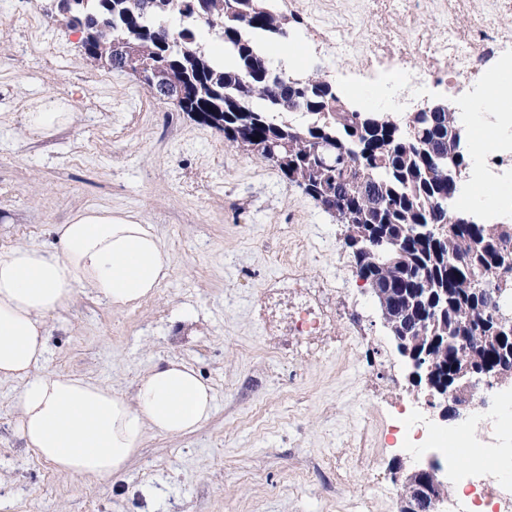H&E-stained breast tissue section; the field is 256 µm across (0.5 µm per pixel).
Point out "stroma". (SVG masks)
<instances>
[{"mask_svg":"<svg viewBox=\"0 0 512 512\" xmlns=\"http://www.w3.org/2000/svg\"><path fill=\"white\" fill-rule=\"evenodd\" d=\"M42 0H0V247L48 246L80 210L129 213L154 230L171 272L139 305L114 308L88 288L47 320L38 371L68 373L131 393L164 361L192 366L212 386L215 410L185 435L149 432L136 457L108 480L59 474L17 432L22 380H0V512H398V461L388 428L405 378L378 306L344 246L345 227L266 162L195 122L132 74L92 65L79 33L42 14L45 51L26 47L25 16ZM290 39L272 67L331 80L362 111H389L382 80L358 57L338 60L320 35L341 24L386 43L479 20L512 30V0H420L416 17L378 0H275ZM448 79L426 77L409 109L445 100L471 112ZM51 108L71 122L33 132L26 115ZM390 112V111H389ZM291 260L296 275L279 280ZM327 313L321 336H300L302 307ZM377 426L375 462L352 453Z\"/></svg>","mask_w":512,"mask_h":512,"instance_id":"obj_1","label":"stroma"}]
</instances>
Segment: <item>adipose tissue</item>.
Instances as JSON below:
<instances>
[{
	"instance_id": "ef3b65f1",
	"label": "adipose tissue",
	"mask_w": 512,
	"mask_h": 512,
	"mask_svg": "<svg viewBox=\"0 0 512 512\" xmlns=\"http://www.w3.org/2000/svg\"><path fill=\"white\" fill-rule=\"evenodd\" d=\"M49 246L0 248V380L20 379L18 430L58 472L106 480L137 453L147 430L196 431L213 413L210 385L185 363L154 365L132 395L81 377L37 374L47 353V315L76 289L111 306L150 296L170 257L152 225L85 209L57 225Z\"/></svg>"
}]
</instances>
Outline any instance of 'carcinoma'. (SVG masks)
<instances>
[{"mask_svg": "<svg viewBox=\"0 0 512 512\" xmlns=\"http://www.w3.org/2000/svg\"><path fill=\"white\" fill-rule=\"evenodd\" d=\"M268 0H86L73 13L87 19L82 30L90 61L112 69L118 53L112 41L125 39L145 48L123 59L146 85L161 73L183 112L206 125L220 113L224 140L273 167L346 226L344 245L369 233L402 240L396 254L353 256L357 274L376 281L393 310L396 335L426 348L440 337L429 360L446 376L453 364L505 358L494 343L492 317L512 309V295L492 286L497 259L512 256V224H450L448 214L466 178L450 162L455 114L405 125L373 112H341L328 81L315 77L303 91L290 75L263 67L259 40H275L279 20ZM180 17L172 31L168 19ZM224 43L232 65L212 56L197 23ZM301 111L307 122L284 115ZM459 336L474 338L471 354L455 349Z\"/></svg>", "mask_w": 512, "mask_h": 512, "instance_id": "carcinoma-1", "label": "carcinoma"}]
</instances>
